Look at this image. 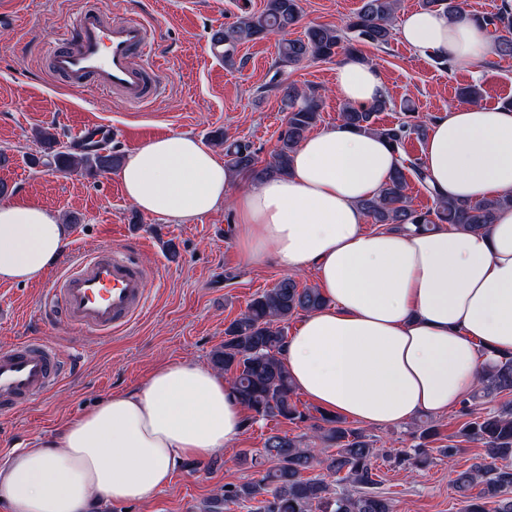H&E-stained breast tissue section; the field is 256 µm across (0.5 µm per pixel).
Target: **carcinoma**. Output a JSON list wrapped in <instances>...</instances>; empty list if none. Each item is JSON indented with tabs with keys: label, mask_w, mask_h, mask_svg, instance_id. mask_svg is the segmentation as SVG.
<instances>
[{
	"label": "carcinoma",
	"mask_w": 512,
	"mask_h": 512,
	"mask_svg": "<svg viewBox=\"0 0 512 512\" xmlns=\"http://www.w3.org/2000/svg\"><path fill=\"white\" fill-rule=\"evenodd\" d=\"M397 5L398 0H362V6L345 28L314 25L306 29L304 37L292 39L288 34L300 20L299 0H266L261 12L215 31L212 41L223 44L224 63L230 66L235 64L239 44L269 34L282 36L279 59L283 65L329 60L340 53L357 59L356 42L389 43ZM422 6L448 14L461 11L459 0H422ZM472 18L493 31L497 57L511 58L512 0H501L496 12L474 14ZM282 92L288 119L271 159L265 164H258L249 145L230 142L223 133L216 135L224 142L225 166L231 173L257 180L284 175L290 169L293 153L319 120V100L315 91H301L293 85L283 87ZM387 104L383 97L364 111L345 105L341 110L342 121L357 130L378 134L397 152L411 136H426V126L414 120L392 126L374 125V114L384 111ZM120 162L116 153L78 156L62 150L54 154L55 167L64 172L107 173ZM409 173L431 195L433 208H413L407 195ZM362 207L373 223L392 229H404L409 224L422 229L436 224L480 228L492 223L499 209L512 207V195L477 202L447 201L428 184L421 163L415 162L409 167L398 165L379 194L363 202ZM324 304L318 289L300 288L292 278H282L273 288L253 298L246 311L224 327V342L213 350L211 363L229 376L235 398L250 411L251 421H308L314 438L335 451L319 457L301 437L272 432L265 438L263 452L254 458L259 477L224 489V499L214 500L209 512L223 504L247 502L258 503L256 512H392L389 500L379 491L381 479L372 462L374 448L367 435L347 426L339 416L322 412L317 417L299 409L294 400L295 387L279 358L287 341L288 321ZM505 391H512V357L492 362L478 388L485 397ZM436 435L432 425L419 427L423 443L414 449V454L400 451L394 459L415 466L427 464L430 452L425 442ZM456 437L479 441L488 452V460L459 472L455 479L460 490L480 487L481 502L467 505L465 512H488L489 500L494 501L493 512H512V498L504 497L512 489V406L506 404L464 422ZM316 465L326 471L325 476L303 477L305 471Z\"/></svg>",
	"instance_id": "1"
}]
</instances>
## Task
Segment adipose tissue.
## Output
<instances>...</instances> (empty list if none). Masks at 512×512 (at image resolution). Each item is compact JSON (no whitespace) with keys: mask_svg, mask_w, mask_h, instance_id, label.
Wrapping results in <instances>:
<instances>
[{"mask_svg":"<svg viewBox=\"0 0 512 512\" xmlns=\"http://www.w3.org/2000/svg\"><path fill=\"white\" fill-rule=\"evenodd\" d=\"M398 34L457 69L496 55L464 11H414ZM335 83L361 110L384 95L380 73L354 59L337 67ZM421 162L445 199L512 192V108L449 107L432 122ZM398 163L384 138L339 122L298 146L287 175L233 197L223 159L185 133L129 155L120 178L140 211L175 221L232 202L246 259L313 270L326 303L303 317L281 358L319 409L380 427L454 410L488 363L512 354V208L478 230H366L361 203ZM67 244V226L49 210L0 203V281L40 280ZM245 425L223 376L194 362L164 365L37 447L13 449L0 462V502L8 512H91L99 500L141 501L183 460L230 446Z\"/></svg>","mask_w":512,"mask_h":512,"instance_id":"adipose-tissue-1","label":"adipose tissue"}]
</instances>
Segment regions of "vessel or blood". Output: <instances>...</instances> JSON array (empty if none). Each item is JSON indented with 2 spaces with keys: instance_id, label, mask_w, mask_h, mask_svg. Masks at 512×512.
Returning a JSON list of instances; mask_svg holds the SVG:
<instances>
[{
  "instance_id": "b4317fda",
  "label": "vessel or blood",
  "mask_w": 512,
  "mask_h": 512,
  "mask_svg": "<svg viewBox=\"0 0 512 512\" xmlns=\"http://www.w3.org/2000/svg\"><path fill=\"white\" fill-rule=\"evenodd\" d=\"M156 38L147 20H112L87 0L67 29L52 37L44 57L49 72L71 90L92 84L124 104L140 106L152 102L160 89V66L148 58ZM111 138L110 125L88 123L75 141L90 149ZM147 295L141 265L130 251L104 248L63 264L50 290L49 309L67 325L106 340L144 311ZM63 367L57 350L35 338L1 351L0 412L47 396L60 383Z\"/></svg>"
}]
</instances>
